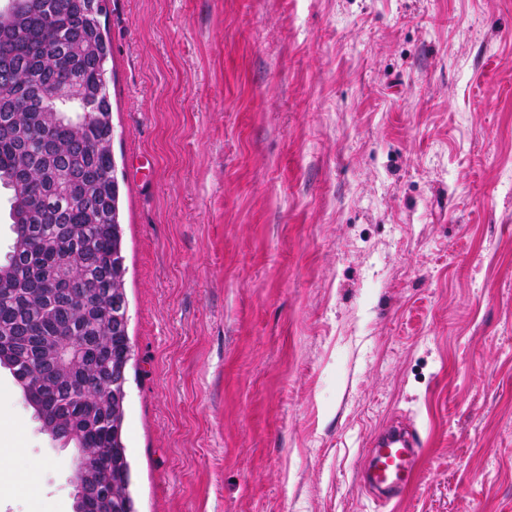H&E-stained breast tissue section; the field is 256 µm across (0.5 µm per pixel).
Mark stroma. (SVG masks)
<instances>
[{"instance_id": "35a3bbf8", "label": "stroma", "mask_w": 512, "mask_h": 512, "mask_svg": "<svg viewBox=\"0 0 512 512\" xmlns=\"http://www.w3.org/2000/svg\"><path fill=\"white\" fill-rule=\"evenodd\" d=\"M136 512H512V0H110ZM0 512L77 450L0 371ZM414 490L359 485L390 422Z\"/></svg>"}]
</instances>
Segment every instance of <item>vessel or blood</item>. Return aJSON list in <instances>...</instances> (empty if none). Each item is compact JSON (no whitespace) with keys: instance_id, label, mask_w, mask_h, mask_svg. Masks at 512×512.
Masks as SVG:
<instances>
[{"instance_id":"obj_1","label":"vessel or blood","mask_w":512,"mask_h":512,"mask_svg":"<svg viewBox=\"0 0 512 512\" xmlns=\"http://www.w3.org/2000/svg\"><path fill=\"white\" fill-rule=\"evenodd\" d=\"M421 439L417 430L390 426L368 450L363 486L378 501L404 497L422 471Z\"/></svg>"}]
</instances>
